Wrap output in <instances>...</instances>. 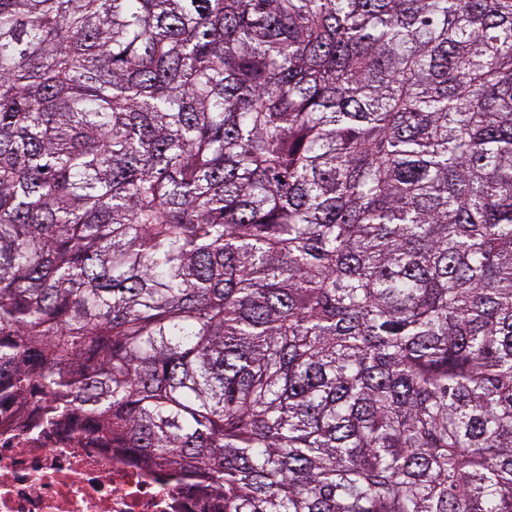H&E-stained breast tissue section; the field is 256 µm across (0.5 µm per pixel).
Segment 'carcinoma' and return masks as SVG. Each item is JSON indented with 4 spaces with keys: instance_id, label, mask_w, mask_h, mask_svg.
Listing matches in <instances>:
<instances>
[{
    "instance_id": "1",
    "label": "carcinoma",
    "mask_w": 512,
    "mask_h": 512,
    "mask_svg": "<svg viewBox=\"0 0 512 512\" xmlns=\"http://www.w3.org/2000/svg\"><path fill=\"white\" fill-rule=\"evenodd\" d=\"M224 512H512V0H0V408Z\"/></svg>"
}]
</instances>
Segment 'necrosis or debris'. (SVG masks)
Masks as SVG:
<instances>
[{
  "instance_id": "1",
  "label": "necrosis or debris",
  "mask_w": 512,
  "mask_h": 512,
  "mask_svg": "<svg viewBox=\"0 0 512 512\" xmlns=\"http://www.w3.org/2000/svg\"><path fill=\"white\" fill-rule=\"evenodd\" d=\"M0 414V512H219L169 471L67 431L22 432Z\"/></svg>"
}]
</instances>
